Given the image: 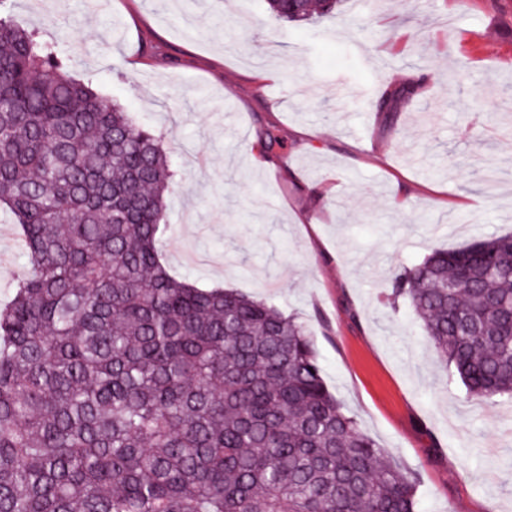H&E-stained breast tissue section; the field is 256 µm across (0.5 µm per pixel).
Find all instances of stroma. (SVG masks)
<instances>
[{
	"label": "stroma",
	"instance_id": "35a3bbf8",
	"mask_svg": "<svg viewBox=\"0 0 512 512\" xmlns=\"http://www.w3.org/2000/svg\"><path fill=\"white\" fill-rule=\"evenodd\" d=\"M17 24L163 132L172 275L309 323L363 431L419 475V512H512V405L469 403L392 275L512 234V0H14ZM415 92L381 108L385 91ZM0 215V306L25 258ZM268 5L275 18L288 22L330 14L336 9V0H268Z\"/></svg>",
	"mask_w": 512,
	"mask_h": 512
}]
</instances>
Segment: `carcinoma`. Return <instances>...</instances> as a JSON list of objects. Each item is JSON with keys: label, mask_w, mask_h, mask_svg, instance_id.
<instances>
[{"label": "carcinoma", "mask_w": 512, "mask_h": 512, "mask_svg": "<svg viewBox=\"0 0 512 512\" xmlns=\"http://www.w3.org/2000/svg\"><path fill=\"white\" fill-rule=\"evenodd\" d=\"M0 0V512H417L418 477L328 388L306 323L170 274L165 136L73 78ZM284 22L336 0H268ZM471 398L512 402V235L389 285ZM7 223V218L0 214V228L6 226L10 230L9 234L0 231V306L9 300L10 286L23 272L25 265L16 226Z\"/></svg>", "instance_id": "obj_1"}]
</instances>
